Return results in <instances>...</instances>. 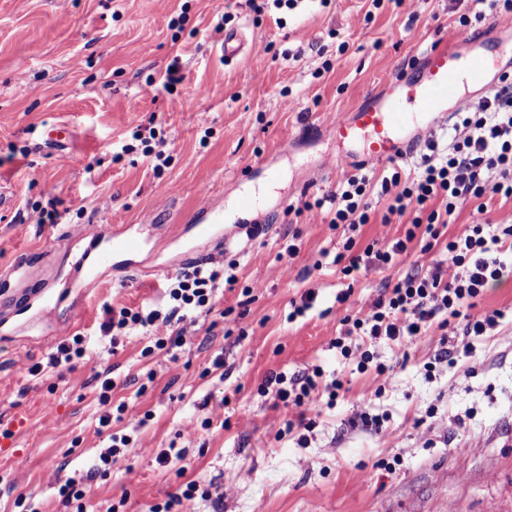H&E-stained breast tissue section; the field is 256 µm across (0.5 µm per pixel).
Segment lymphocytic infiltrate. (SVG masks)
<instances>
[{
	"label": "lymphocytic infiltrate",
	"mask_w": 512,
	"mask_h": 512,
	"mask_svg": "<svg viewBox=\"0 0 512 512\" xmlns=\"http://www.w3.org/2000/svg\"><path fill=\"white\" fill-rule=\"evenodd\" d=\"M421 144L420 161L412 171L400 166L379 175L361 170L343 176L334 190L304 204L308 211L329 208L331 228L342 229L344 243L332 262L339 265L351 286L392 265L409 244H417L425 252L438 246L443 249V260L428 273L409 274L385 285L368 309L342 318L332 345L361 371L372 366L378 374L386 372L375 360V340L400 349L434 323L443 330L458 328L463 335L482 336L503 317L498 310L477 314L473 308L485 288L505 272L500 256L512 250V224H472L453 236L447 228L458 203L476 202L482 212L487 196L512 198V71L502 73L491 92L460 109L449 139L433 131L422 137ZM380 199L387 200L388 206L379 216L373 203ZM404 215L410 222L403 235L377 238L358 247L361 226L377 219L389 225L394 217ZM237 268L236 260L211 256L170 278L163 305L140 309L105 306L97 330L100 342L114 347L124 338L147 335L152 343L143 349V356L170 355L174 347L183 344L187 319L213 312L219 289L238 287L243 294L253 293L252 285H240ZM351 286L337 295V302L349 300ZM342 387L339 379H326L316 368L290 377L270 374L259 390L275 393L287 408V428L310 431L323 407L335 404ZM131 442L130 435L110 434L92 471L78 477H54L66 506L85 512L87 482L110 475L114 466L123 463Z\"/></svg>",
	"instance_id": "lymphocytic-infiltrate-1"
}]
</instances>
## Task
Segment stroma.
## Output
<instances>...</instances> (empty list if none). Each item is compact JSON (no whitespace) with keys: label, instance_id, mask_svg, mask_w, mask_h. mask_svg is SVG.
<instances>
[{"label":"stroma","instance_id":"obj_1","mask_svg":"<svg viewBox=\"0 0 512 512\" xmlns=\"http://www.w3.org/2000/svg\"><path fill=\"white\" fill-rule=\"evenodd\" d=\"M470 0H301L296 9L257 15L247 0H0V512H16L15 493L37 512H67L50 483L57 471L86 472L102 446L98 372L111 370L113 400L129 403L127 424L146 418L134 469H114L86 494L88 512H150L188 481L221 486V501L184 502L182 512H512V272L486 288L480 312L505 311L487 336L430 328L397 351L375 350L387 367L358 370L332 348L346 310L368 308L384 278L427 271L442 254L410 245L397 264L355 286L336 302L344 281L337 266L314 262L341 246L340 231L307 201L332 190L362 161L364 145L336 135L337 114L383 91L397 64L419 61L453 44ZM232 14L221 25L222 14ZM241 32L242 53L224 60L225 31ZM301 50L285 60L288 50ZM185 79L160 86L172 60ZM157 115L154 150L169 156L161 173L142 150L122 152L126 132ZM67 144L46 146L53 125ZM295 138L293 154L278 146ZM345 156L343 167L332 160ZM263 187L259 209L236 199ZM231 224L227 253L240 263L241 284H255L242 320L244 340L225 337L208 316L196 322L209 344L179 351L177 360L142 357L150 343L128 337L110 353L95 336L108 304L162 302L163 285L185 263L184 249L210 256L212 241L169 227L214 198ZM512 219V199L493 196L485 212L458 204L449 234L479 222ZM149 223V250L104 270L100 283L72 295L57 317L37 322L21 299L56 283L77 244L81 224ZM298 254L277 262L288 229ZM317 300L289 320L307 290ZM83 336L91 352L63 376H31L54 345ZM451 363L426 373L440 347ZM224 368L212 369L215 355ZM320 368L343 382L333 408L314 430H286L287 411L258 390L272 373ZM156 377L139 392L148 370ZM383 416L382 431L362 426L361 413ZM211 426H204V419ZM199 428L185 439L184 425ZM185 459L159 467L169 446Z\"/></svg>","mask_w":512,"mask_h":512}]
</instances>
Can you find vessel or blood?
<instances>
[{
	"mask_svg": "<svg viewBox=\"0 0 512 512\" xmlns=\"http://www.w3.org/2000/svg\"><path fill=\"white\" fill-rule=\"evenodd\" d=\"M456 47H437L425 54L415 76L393 75L389 89L380 96L369 97L354 113L337 117L333 129L338 136L362 139L368 159L388 162L419 134L431 129L447 116L449 106H462L466 98L460 91L464 81L481 90H489V76L499 70L507 52L504 45H473L469 34L456 38ZM471 45L469 54H460L458 45ZM224 201L213 200L202 211L184 217L176 225V236L187 231L223 239ZM71 238L86 241L87 247L72 266L64 283L73 288L79 279L97 281L102 269L113 267L117 257L143 251L144 241L128 230L105 234L102 225L85 224L70 231Z\"/></svg>",
	"mask_w": 512,
	"mask_h": 512,
	"instance_id": "b4317fda",
	"label": "vessel or blood"
}]
</instances>
